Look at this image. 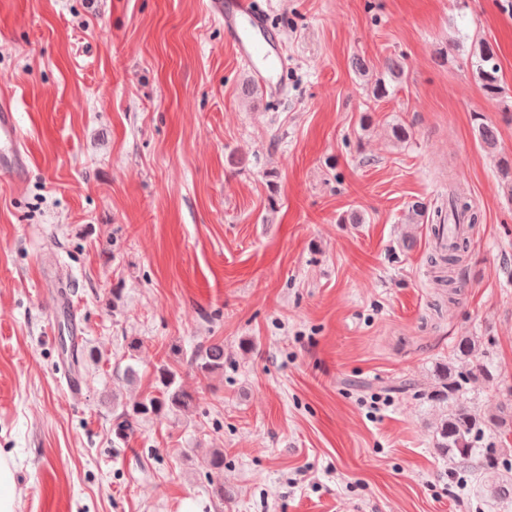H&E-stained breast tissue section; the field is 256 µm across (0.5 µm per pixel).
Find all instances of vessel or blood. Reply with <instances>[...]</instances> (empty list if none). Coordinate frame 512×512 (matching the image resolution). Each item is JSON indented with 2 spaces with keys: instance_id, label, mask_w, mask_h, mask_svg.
Instances as JSON below:
<instances>
[{
  "instance_id": "vessel-or-blood-1",
  "label": "vessel or blood",
  "mask_w": 512,
  "mask_h": 512,
  "mask_svg": "<svg viewBox=\"0 0 512 512\" xmlns=\"http://www.w3.org/2000/svg\"><path fill=\"white\" fill-rule=\"evenodd\" d=\"M211 13L224 21V34L266 92L282 89L286 58L282 41L270 29L257 0H209ZM28 164L9 97L0 98V170L19 173Z\"/></svg>"
}]
</instances>
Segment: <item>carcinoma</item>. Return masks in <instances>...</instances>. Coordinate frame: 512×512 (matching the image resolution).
Segmentation results:
<instances>
[{"instance_id": "cac0c4a2", "label": "carcinoma", "mask_w": 512, "mask_h": 512, "mask_svg": "<svg viewBox=\"0 0 512 512\" xmlns=\"http://www.w3.org/2000/svg\"><path fill=\"white\" fill-rule=\"evenodd\" d=\"M466 64L477 74L486 95L492 99H504L508 92L502 85L497 62V54L486 42L478 44L466 60ZM406 76L404 58L389 57L382 71L371 82V96L382 100L392 95L398 84ZM475 135L486 147L496 145L497 135L493 127L475 116ZM448 220L477 222V215L470 204L459 193L449 194ZM467 251V241L461 237L448 243L440 252L430 256L431 267L436 278L450 287L454 284L452 273L463 261ZM492 339L479 336H462L448 356V362L437 366L435 383L424 393L431 405L442 411L434 429V447L450 459L462 464H473L482 474H487L491 482L484 485V491L491 500L512 497V477L499 479L505 468V449H498V460L489 463L484 457V449L496 447L495 429L502 422L478 411L469 397L474 384L479 381L492 383L495 376L490 362ZM197 368L210 375L224 370V344L214 342L205 347L198 356ZM162 391L157 397H150L135 405L133 414H120L113 423V432L119 439L134 433L135 416L146 414H171L177 416L191 410L196 405L194 393L177 384L176 373L166 365L156 368ZM209 469L208 494L218 501H224V452L218 450L207 460Z\"/></svg>"}]
</instances>
